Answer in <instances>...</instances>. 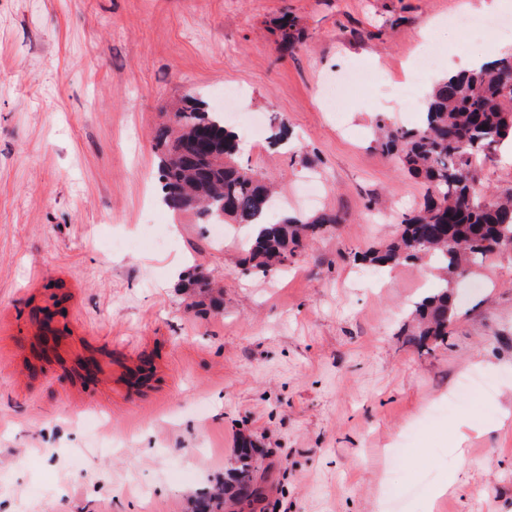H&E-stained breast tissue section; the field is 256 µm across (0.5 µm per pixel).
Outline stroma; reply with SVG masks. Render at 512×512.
Segmentation results:
<instances>
[{"mask_svg":"<svg viewBox=\"0 0 512 512\" xmlns=\"http://www.w3.org/2000/svg\"><path fill=\"white\" fill-rule=\"evenodd\" d=\"M462 2L0 0V512H193L243 434L261 450L256 512H512V250L453 283L457 320L429 350L406 333L436 271L395 265L371 284L358 259L426 191L374 130L421 117L396 88L427 22L438 65L420 93L512 52L507 37L459 53L444 21ZM349 68L371 83L338 115L320 89ZM227 88L240 163L289 212L337 217L265 278L241 264L247 227L217 244L156 199L155 128ZM477 166L485 197L512 195V159ZM155 222L163 247L113 250ZM195 264L223 311L180 291L174 266ZM48 310L65 334L39 361ZM469 371L490 392L460 393ZM465 419L484 427L451 446Z\"/></svg>","mask_w":512,"mask_h":512,"instance_id":"1","label":"stroma"}]
</instances>
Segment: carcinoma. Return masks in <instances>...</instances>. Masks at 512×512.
Masks as SVG:
<instances>
[{
  "instance_id": "1",
  "label": "carcinoma",
  "mask_w": 512,
  "mask_h": 512,
  "mask_svg": "<svg viewBox=\"0 0 512 512\" xmlns=\"http://www.w3.org/2000/svg\"><path fill=\"white\" fill-rule=\"evenodd\" d=\"M176 113L177 126L163 124L155 132L163 202L176 212L194 210L208 224L248 225L251 233L243 246L247 270L271 274L299 255L305 241L336 223L328 213L266 221L276 204L273 190L252 169L237 164L239 137L224 122V113L210 110L196 96L184 98ZM381 130V151L397 156L404 171L423 181L426 193L420 207L403 218L399 235L361 260L388 266L429 258L439 264L443 287L422 298L413 312L417 329L412 335L424 348L430 341L445 342L457 318L451 280L512 242V198L484 199L471 169L473 156L512 140V53L437 81L419 126ZM184 288L215 310L223 304V293L201 271ZM51 322L50 316L41 322L43 347L61 337ZM257 454L251 436H241L229 482L203 494L196 512H226L231 503L252 507L261 502Z\"/></svg>"
}]
</instances>
